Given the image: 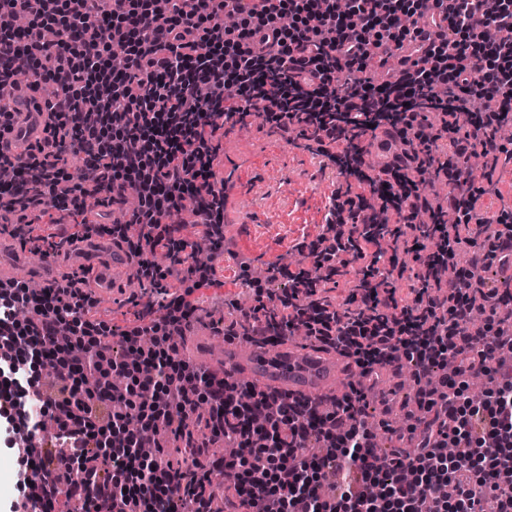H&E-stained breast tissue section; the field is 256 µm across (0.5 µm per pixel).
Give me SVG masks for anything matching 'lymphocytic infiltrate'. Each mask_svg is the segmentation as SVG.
Instances as JSON below:
<instances>
[{
  "mask_svg": "<svg viewBox=\"0 0 512 512\" xmlns=\"http://www.w3.org/2000/svg\"><path fill=\"white\" fill-rule=\"evenodd\" d=\"M120 2L0 0V88L21 73L59 87L42 142L23 160L0 152L13 235L49 256L109 236L159 292L120 360L75 279L0 284V447L39 435L40 414L56 423L54 446L26 453L15 474L23 498L0 512H51L63 491L94 512H214L227 497L235 512H512V364L499 359L512 308L484 280L512 252V196L497 176L512 149L496 136L512 116V0H276L260 13L237 0ZM387 43L405 53L402 74L371 66ZM250 121L295 131L340 181L316 240L296 245L310 267L271 264L282 293L236 257L233 279L254 296L227 300L224 339L299 327L363 375L408 366L407 450L377 453L362 383L325 414L310 397L215 379L184 354L195 291L221 282L171 218L190 214L223 242L219 133ZM380 131L407 149L368 173L362 144ZM130 199L125 221L90 223ZM443 268L456 277L438 278ZM345 275L352 292L339 304L327 286ZM403 279L413 286L402 298ZM45 357L48 384L31 377ZM220 441L234 454H217Z\"/></svg>",
  "mask_w": 512,
  "mask_h": 512,
  "instance_id": "lymphocytic-infiltrate-1",
  "label": "lymphocytic infiltrate"
}]
</instances>
